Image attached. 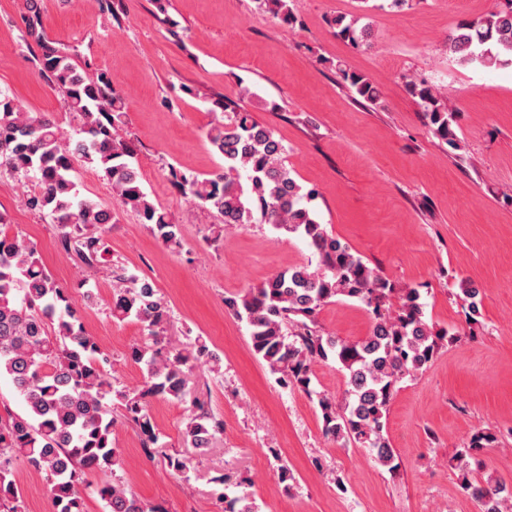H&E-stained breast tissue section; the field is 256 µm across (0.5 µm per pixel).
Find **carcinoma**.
<instances>
[{
    "mask_svg": "<svg viewBox=\"0 0 512 512\" xmlns=\"http://www.w3.org/2000/svg\"><path fill=\"white\" fill-rule=\"evenodd\" d=\"M257 3L285 24L295 20L292 0ZM24 24L26 37L41 47L36 67L63 95L75 130L65 137L50 114L22 112L10 96L0 94V169L36 180L38 191L27 195L26 206L47 215L58 227L61 246L75 251L88 267L106 265L108 249L100 229L113 223L114 214L103 203L80 196L75 181L79 165L97 168L121 207L134 211L162 243L180 246L179 225L144 190L134 149L121 135L124 104L107 73L81 72L68 52L44 42L38 0H28ZM332 26L353 47L372 48L369 29L358 27L357 20L338 15ZM446 47L463 64L512 65V0H496L486 14L459 23L448 34ZM339 72L363 101L379 104L381 93L371 81L348 69ZM405 87L434 133L453 143L456 110L446 96L414 78L406 79ZM217 110L224 115L210 124L206 137L223 158V167L202 178L173 170L174 185L227 226L269 224L304 239L317 256L316 265L278 272L257 288L226 297L224 305L247 323L252 351L283 386L308 393L312 363L335 362L344 374V401L318 394L324 434L369 449L378 464L394 472L399 464L384 427L397 385L426 370L458 333L433 331L417 289L394 287L329 235L309 207L315 191L290 176L282 163L286 147L270 127L246 110L229 109L221 99L212 102L210 111ZM7 226L0 212V377L11 381L24 408H6L0 415V512H24L14 478L20 464L45 474L53 512H85L87 489L97 494L106 512H162L112 479L122 464L112 441L113 401L139 430L144 453L153 457L165 443L151 421L148 400L187 401L192 370L199 364L215 365L219 358L199 338L184 343L165 335L171 312L158 290L133 272L112 270L109 316L140 322L152 336V344L135 345L128 353L144 371L141 388L132 393L113 388L107 359L85 331L70 288L47 271L35 243L8 233ZM394 295L399 306L392 312L387 303ZM338 297L371 309L367 336L349 342L315 329L320 310ZM190 401L183 441L204 453L224 432V420L201 398ZM496 442L491 432H475L457 449L459 488L481 502L482 512H512V486L491 476L480 481L469 470V462L480 465V454ZM164 458L171 471L187 476L189 457L166 453ZM90 472L108 479L93 485L86 479ZM225 512L258 510L243 493L227 501Z\"/></svg>",
    "mask_w": 512,
    "mask_h": 512,
    "instance_id": "cac0c4a2",
    "label": "carcinoma"
}]
</instances>
